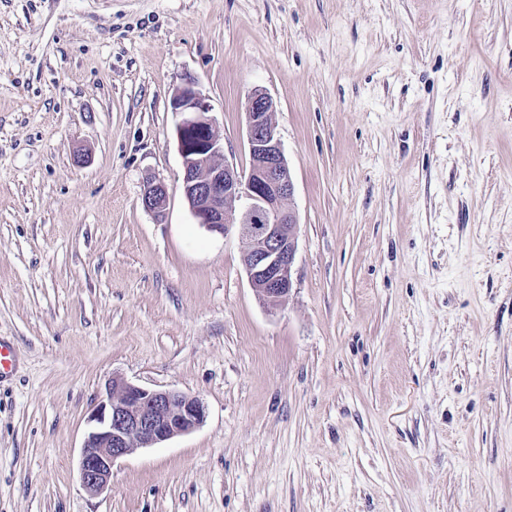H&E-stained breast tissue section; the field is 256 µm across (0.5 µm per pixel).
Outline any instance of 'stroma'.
I'll return each mask as SVG.
<instances>
[{"label":"stroma","instance_id":"obj_1","mask_svg":"<svg viewBox=\"0 0 512 512\" xmlns=\"http://www.w3.org/2000/svg\"><path fill=\"white\" fill-rule=\"evenodd\" d=\"M188 75L236 166L273 101L283 306L185 201ZM0 337V512H512V0H0ZM115 376L206 417L92 495ZM167 201L168 192L164 183L150 181L146 184L141 196V203L146 210L153 212L158 217H162Z\"/></svg>","mask_w":512,"mask_h":512}]
</instances>
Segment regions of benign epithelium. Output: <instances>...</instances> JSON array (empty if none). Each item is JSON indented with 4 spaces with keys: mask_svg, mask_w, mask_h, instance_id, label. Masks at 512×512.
Segmentation results:
<instances>
[{
    "mask_svg": "<svg viewBox=\"0 0 512 512\" xmlns=\"http://www.w3.org/2000/svg\"><path fill=\"white\" fill-rule=\"evenodd\" d=\"M182 158L185 200L197 223L223 235L236 230L245 240L242 262L249 284L264 303L283 305L292 290L297 253V218L285 202L294 182L272 120V100L251 93L246 106L249 166L239 169L224 157V143L209 116L210 106L188 76L173 94ZM164 183L150 181L141 203L163 216ZM202 400L183 392L147 389L114 377L87 419L79 455L82 486L91 495L106 491L114 465L138 448H148L197 428L205 418Z\"/></svg>",
    "mask_w": 512,
    "mask_h": 512,
    "instance_id": "7a95c632",
    "label": "benign epithelium"
}]
</instances>
